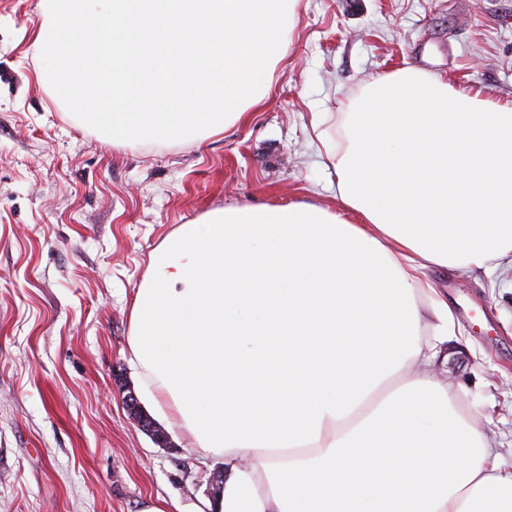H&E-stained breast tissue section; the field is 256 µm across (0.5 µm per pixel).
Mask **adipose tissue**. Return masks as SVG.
<instances>
[{"mask_svg":"<svg viewBox=\"0 0 512 512\" xmlns=\"http://www.w3.org/2000/svg\"><path fill=\"white\" fill-rule=\"evenodd\" d=\"M342 128L318 136L338 209L228 206L162 239L130 309L140 385L223 460L210 512H512L425 276L512 265V102L405 67Z\"/></svg>","mask_w":512,"mask_h":512,"instance_id":"ef3b65f1","label":"adipose tissue"}]
</instances>
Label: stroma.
<instances>
[{
	"mask_svg": "<svg viewBox=\"0 0 512 512\" xmlns=\"http://www.w3.org/2000/svg\"><path fill=\"white\" fill-rule=\"evenodd\" d=\"M41 0H0V512H205L215 466L129 416L134 294L162 238L230 205L336 206L317 131L403 67L512 101V0H300L266 100L202 142L116 147L43 80ZM450 386L512 464V271L435 267Z\"/></svg>",
	"mask_w": 512,
	"mask_h": 512,
	"instance_id": "obj_1",
	"label": "stroma"
}]
</instances>
